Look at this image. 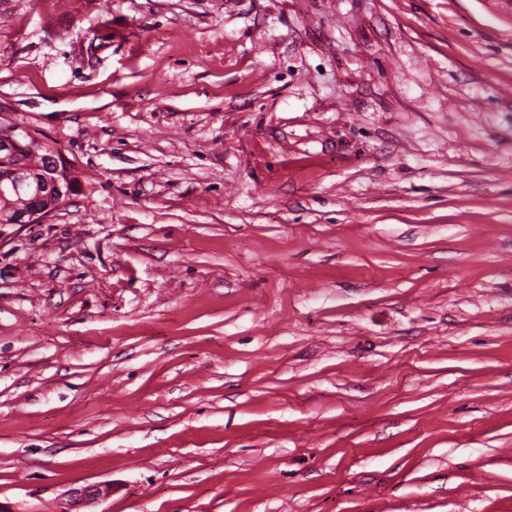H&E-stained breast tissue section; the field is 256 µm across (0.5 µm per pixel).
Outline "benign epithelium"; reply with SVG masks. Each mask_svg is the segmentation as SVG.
<instances>
[{
	"label": "benign epithelium",
	"instance_id": "7a95c632",
	"mask_svg": "<svg viewBox=\"0 0 512 512\" xmlns=\"http://www.w3.org/2000/svg\"><path fill=\"white\" fill-rule=\"evenodd\" d=\"M19 128L7 126L0 130V190L4 191L12 187L22 186L41 196L45 193L55 196V209L64 207L71 197L70 190L62 189L58 183L50 180L49 172L59 162V158L64 156L63 148L53 142L45 140L27 133L32 138V142L38 147H47L45 154V169L42 170L43 178L33 177V173L22 164L13 161L15 151L18 147L16 140ZM109 496V487L101 484H94L76 489L65 494V499L60 502L57 512H75L80 508L95 506L103 502Z\"/></svg>",
	"mask_w": 512,
	"mask_h": 512
}]
</instances>
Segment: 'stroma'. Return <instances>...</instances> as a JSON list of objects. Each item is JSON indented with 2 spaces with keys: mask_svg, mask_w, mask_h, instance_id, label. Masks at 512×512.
I'll list each match as a JSON object with an SVG mask.
<instances>
[{
  "mask_svg": "<svg viewBox=\"0 0 512 512\" xmlns=\"http://www.w3.org/2000/svg\"><path fill=\"white\" fill-rule=\"evenodd\" d=\"M0 512H512V0H0ZM5 125L0 124V129ZM18 127L7 126L1 129L0 132V190L1 196L3 195L4 190L11 189L12 186L19 187L23 186L29 191H33L37 194V196L43 195L46 192L48 195H53L56 197L54 201L55 211L64 207L72 196L69 189L63 190L57 182H52L47 175V172H51L50 170L54 167L55 163L59 162L58 157H64L63 148L56 143L48 142L41 139L40 137L34 135L29 130H26L27 136L32 137V142L37 144L40 149H35L37 153L31 151L30 149H22L20 150V155L27 163L29 167H31L37 177H40V173L37 171L41 170L43 167V155L44 150L43 145H47V153L45 154V169H42L41 172L43 174V178H33V173L27 167L22 166L21 163L18 162H9V159H14L16 155L15 151L18 147V143L16 140L17 132L20 131ZM52 190V191H51ZM46 201L42 197L34 196V193L22 191L20 194H7L5 199L0 198V210L9 208L11 214L18 218H25L34 209H43ZM107 485L94 484L70 491L64 495L66 499L61 501L57 512H73L76 509L95 506L103 502L109 496Z\"/></svg>",
  "mask_w": 512,
  "mask_h": 512,
  "instance_id": "35a3bbf8",
  "label": "stroma"
}]
</instances>
